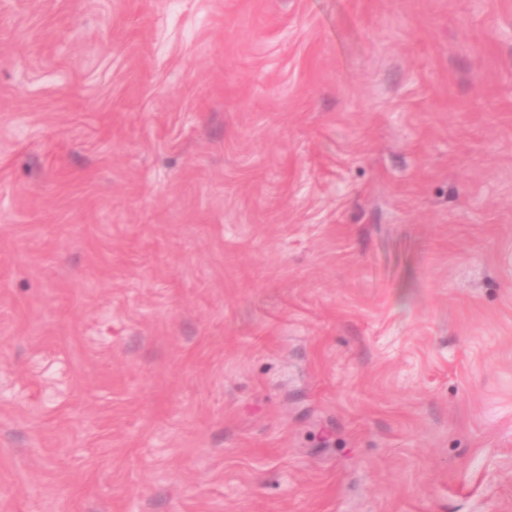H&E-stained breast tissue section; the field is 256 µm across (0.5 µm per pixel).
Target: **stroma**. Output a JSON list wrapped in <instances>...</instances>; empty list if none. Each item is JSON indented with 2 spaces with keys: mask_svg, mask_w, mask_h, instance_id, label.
I'll use <instances>...</instances> for the list:
<instances>
[{
  "mask_svg": "<svg viewBox=\"0 0 512 512\" xmlns=\"http://www.w3.org/2000/svg\"><path fill=\"white\" fill-rule=\"evenodd\" d=\"M0 512H512V0H0Z\"/></svg>",
  "mask_w": 512,
  "mask_h": 512,
  "instance_id": "35a3bbf8",
  "label": "stroma"
}]
</instances>
